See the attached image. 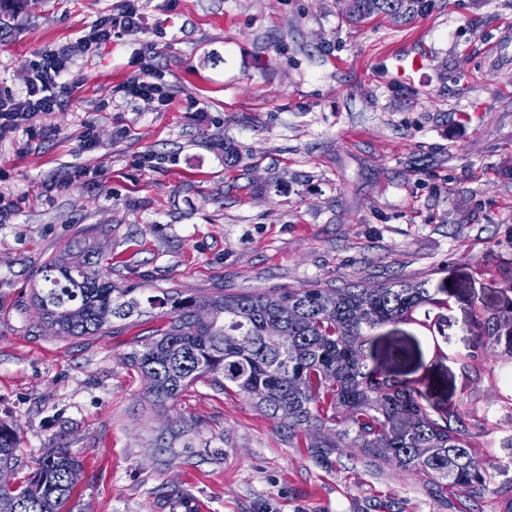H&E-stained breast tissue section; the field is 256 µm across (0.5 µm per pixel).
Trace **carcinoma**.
Listing matches in <instances>:
<instances>
[{
    "label": "carcinoma",
    "mask_w": 512,
    "mask_h": 512,
    "mask_svg": "<svg viewBox=\"0 0 512 512\" xmlns=\"http://www.w3.org/2000/svg\"><path fill=\"white\" fill-rule=\"evenodd\" d=\"M354 21L426 8L425 0H340ZM118 287L71 250L47 260L31 302L52 336H105L116 320L159 309L163 324L129 356L163 405L191 384L236 388L290 432L323 436L332 454L354 448L451 494L466 504L491 492L512 512V489L494 487L479 459L488 417L459 408L434 415L423 404V379H398L369 362L376 329L416 321L441 304L427 280L387 285L195 295L178 288ZM475 336L494 355L495 332L512 311L473 316ZM16 434L0 424V467L15 469ZM81 463L58 446L42 454L24 483L0 487V512H67Z\"/></svg>",
    "instance_id": "carcinoma-1"
}]
</instances>
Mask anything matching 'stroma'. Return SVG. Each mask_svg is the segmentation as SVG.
I'll use <instances>...</instances> for the list:
<instances>
[{
  "label": "stroma",
  "instance_id": "stroma-1",
  "mask_svg": "<svg viewBox=\"0 0 512 512\" xmlns=\"http://www.w3.org/2000/svg\"><path fill=\"white\" fill-rule=\"evenodd\" d=\"M120 4L1 10L0 94ZM139 5L141 26L73 59L61 109L0 139V423L17 432L15 480L63 446L82 466L69 512H458L414 475L321 458L317 435L288 433L243 393L199 381L155 404L128 357L160 319L47 335L31 289L46 259L80 244L119 286L429 279L441 306L375 330L373 361L403 342L430 412L491 411L478 454L512 487V363L474 377L466 333L476 308L512 309V47L498 42L512 0H427L361 22L337 0ZM146 64L169 111L116 91Z\"/></svg>",
  "mask_w": 512,
  "mask_h": 512
}]
</instances>
